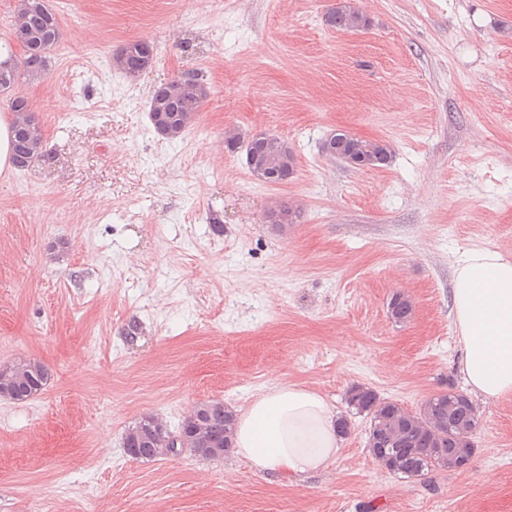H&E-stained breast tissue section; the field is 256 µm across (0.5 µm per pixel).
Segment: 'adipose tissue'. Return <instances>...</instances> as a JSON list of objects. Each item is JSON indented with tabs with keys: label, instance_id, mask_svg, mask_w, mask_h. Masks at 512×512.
Segmentation results:
<instances>
[{
	"label": "adipose tissue",
	"instance_id": "ef3b65f1",
	"mask_svg": "<svg viewBox=\"0 0 512 512\" xmlns=\"http://www.w3.org/2000/svg\"><path fill=\"white\" fill-rule=\"evenodd\" d=\"M453 305L469 392L511 395L512 260L490 248L463 252L453 271ZM234 446L253 470L289 477L324 471L341 454L332 406L287 383L266 387L239 412Z\"/></svg>",
	"mask_w": 512,
	"mask_h": 512
}]
</instances>
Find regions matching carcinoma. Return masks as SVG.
<instances>
[{"label": "carcinoma", "mask_w": 512, "mask_h": 512, "mask_svg": "<svg viewBox=\"0 0 512 512\" xmlns=\"http://www.w3.org/2000/svg\"><path fill=\"white\" fill-rule=\"evenodd\" d=\"M326 25L337 31H360L370 26L366 14L351 0H340L325 16ZM22 36L23 57L19 61L21 74L9 69L0 72V96L5 98L13 122V162L25 169L43 153L44 139L32 130L39 122L27 97L16 92L21 79L37 81L46 75L50 52L60 38V23L48 0H19L17 17L10 29L8 44ZM156 48L149 41L127 44L113 57V66L126 77H138L149 70L156 60ZM201 109L191 85L183 77L153 89L150 99V123L157 135L176 140L184 134ZM225 149H239L261 160L275 163L279 181L286 183L296 173V157L288 143L275 136L244 139L239 133L227 132ZM322 147L348 160L355 168H381L389 164L391 148L384 141L368 140L348 132L328 137ZM390 319L396 323L409 321L413 314L412 300L398 294L388 304ZM11 372L0 374V398L24 402L44 389L50 379L49 369L39 361L26 359L9 364ZM346 413L336 419V434L349 435L352 419H368L367 448L372 459L390 474L407 480H424L439 470H460L472 462L476 448L473 436L480 426L476 404L454 382L432 394L419 409L409 411L399 403L381 397L373 388L361 383L352 384L345 394ZM206 419L196 422L190 415L181 421L190 441H199L198 457L221 459L231 454L235 429V414L222 401L202 403ZM165 427L153 416H145L126 431L129 442L125 454L136 460H155L176 455L157 431Z\"/></svg>", "instance_id": "obj_1"}]
</instances>
